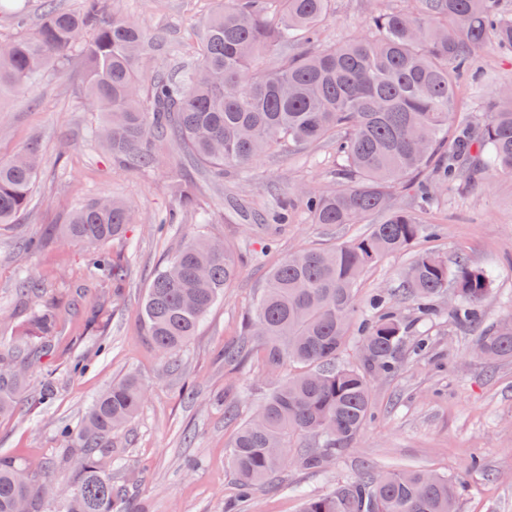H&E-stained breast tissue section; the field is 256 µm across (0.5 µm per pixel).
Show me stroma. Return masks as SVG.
<instances>
[{"label":"stroma","mask_w":512,"mask_h":512,"mask_svg":"<svg viewBox=\"0 0 512 512\" xmlns=\"http://www.w3.org/2000/svg\"><path fill=\"white\" fill-rule=\"evenodd\" d=\"M392 0H331L322 23L327 46L361 35L369 15ZM127 15L151 31L152 66L174 71L197 67L194 46L217 0H121ZM85 68L78 56L47 68L25 98L0 100V158L28 144L42 160L29 212L16 224H0V347L25 342L34 350L27 371L48 381L51 405L26 392L10 417L0 419V456L12 458L37 478L66 483L78 473L80 451L59 430L80 418L112 383L136 376L146 390L140 413L113 432L114 457L106 473L135 512H224L236 492L226 451L240 421L267 393L260 355L241 365L224 361L225 348L244 339V321L266 283L269 269L303 247L358 238L368 223L322 226L295 210L288 223L266 224L258 214L278 194L301 185L330 188L337 157L331 142L260 157L248 172L226 168L222 180L191 171L190 185L216 223L185 217L156 235L158 214L172 206L167 170L183 156L169 145L162 165L143 172L113 164L87 137L98 119L82 95ZM512 85V54L485 49L474 55L457 93L456 135L463 125L488 118L490 89ZM109 195L136 207L126 241L105 251L128 264L119 294L99 287L82 248L55 235L56 225L89 199ZM433 238L379 259L356 290V319L369 313L374 293L389 294L394 307L426 337L428 353L401 349V366L389 378L370 379L375 413L361 434L321 469L301 465L304 441L288 451L287 466L259 487L249 512H300L304 495L324 496L365 473L393 468L434 470L461 484L458 512H512V360L490 362L475 352L480 328L455 322L459 299L447 290L437 316L420 319L403 290L415 255L432 250L466 258L492 277L484 325L512 317V177L489 175L449 190L429 216ZM224 241L243 260L241 274L217 302L176 358L173 368L153 349L140 304L153 275L192 236ZM28 238L43 239L33 253ZM41 282L39 297L18 291L20 277ZM60 307V325L49 339L23 338L36 306ZM82 372H74L75 364Z\"/></svg>","instance_id":"stroma-1"}]
</instances>
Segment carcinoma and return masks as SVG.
Masks as SVG:
<instances>
[{
    "label": "carcinoma",
    "mask_w": 512,
    "mask_h": 512,
    "mask_svg": "<svg viewBox=\"0 0 512 512\" xmlns=\"http://www.w3.org/2000/svg\"><path fill=\"white\" fill-rule=\"evenodd\" d=\"M18 0H0V16L21 28L0 40V96L29 93L39 73L64 64L73 47L86 68L85 97L99 112L90 130L112 159L150 171L177 141L183 157L204 172L224 176V166L246 168L262 155L331 141L341 160L330 191L300 189L277 199L263 220L288 222V207L301 204L311 223L359 224L381 220L362 238L331 248L303 249L283 259L246 321L250 339L224 352L229 362L247 357L250 340L262 345L269 393L244 420L229 449L239 497L281 471L288 448L303 436L319 447L301 458L321 469L351 445L373 413L368 374L395 372L410 325L395 310L379 311L359 323L364 369L336 366L355 313L362 273L382 256L406 249L424 234L422 213L397 208L396 189L417 184L429 206L448 189L488 172L512 176V88L493 91L494 106L478 134L462 128L446 145L442 132L454 117L457 84L476 52L494 46L512 52V12L501 0H411L370 15L367 33L324 47L320 29L329 0H224L206 22L196 52L197 70L171 76L145 64L146 29L107 0H83L80 11L43 2L33 28L23 25ZM308 50L256 71L260 55L276 56L294 41ZM39 173V151L30 144L0 160V224H14L29 209ZM178 207L161 214L154 230L198 209L182 170L168 171ZM136 210L121 199L99 197L78 208L58 233L85 248L88 267L101 282L117 285L124 267L102 247L124 237ZM237 266L223 246L204 235L188 241L156 272L142 303L151 343L171 360L194 336L207 313L224 297ZM453 285L461 301L456 319L481 321L480 304L491 276L459 258L453 264L432 251L420 253L404 289L426 317L437 315L435 299ZM59 313L38 308L30 335L57 333ZM476 353L512 359V318L486 329ZM299 370L281 375L285 363ZM29 379L13 356L0 357V417L13 414ZM145 390L134 377L112 384L79 425L63 433L82 450L79 473L62 485L37 480L10 458H0V512H130L103 472L112 458V431L134 418ZM53 484L60 494L45 498ZM457 480L422 469L367 474L321 497H306L302 512H457Z\"/></svg>",
    "instance_id": "1"
}]
</instances>
